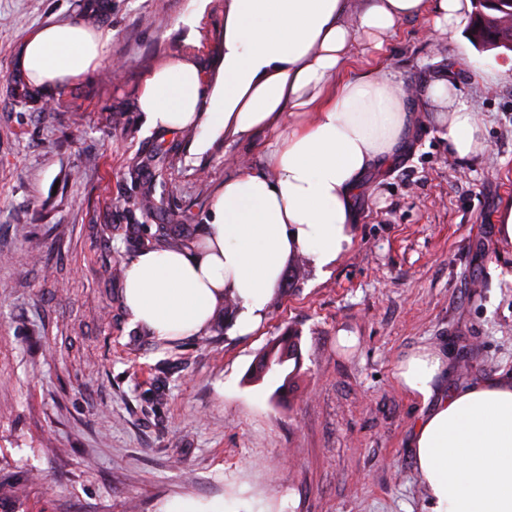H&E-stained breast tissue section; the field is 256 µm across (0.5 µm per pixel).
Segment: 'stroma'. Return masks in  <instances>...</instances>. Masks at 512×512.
Wrapping results in <instances>:
<instances>
[{"label": "stroma", "instance_id": "obj_1", "mask_svg": "<svg viewBox=\"0 0 512 512\" xmlns=\"http://www.w3.org/2000/svg\"><path fill=\"white\" fill-rule=\"evenodd\" d=\"M65 19L111 30L104 58L26 98L18 53ZM180 57L221 78L224 0H0V470L39 477L30 512H164L184 496L234 512H427L408 448L424 407L400 388V361L448 353L452 389L512 375V247L496 233L512 202V56L421 21L383 50L355 48L347 78L381 66L419 95L453 77L484 151L458 158L421 124L366 175L329 274L292 258L257 332L233 335L224 310L205 335L162 344L121 303L140 250L128 225L201 235L225 178L264 168L277 137L199 152L197 131L145 132L141 86ZM147 193L163 218L141 209ZM288 333L301 359L283 406L277 380L248 373Z\"/></svg>", "mask_w": 512, "mask_h": 512}]
</instances>
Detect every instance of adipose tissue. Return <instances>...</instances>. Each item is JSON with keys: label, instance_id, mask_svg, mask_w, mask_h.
Masks as SVG:
<instances>
[{"label": "adipose tissue", "instance_id": "ef3b65f1", "mask_svg": "<svg viewBox=\"0 0 512 512\" xmlns=\"http://www.w3.org/2000/svg\"><path fill=\"white\" fill-rule=\"evenodd\" d=\"M470 0H227L224 77L208 86L196 64L155 69L139 96L146 129L197 128L198 150L218 138L251 137L291 116L272 144L267 171L228 176L201 241L181 250L138 252L126 264L122 305L132 328L158 342L201 336L225 299L234 330L258 329L289 258L326 272L352 243L355 195L371 171L390 164L420 118L404 84L379 68L352 80L340 71L353 47H382L402 23L422 20L455 37ZM107 34L77 22L41 25L19 58L37 86H62L96 66ZM423 96L455 156L484 145L456 82L440 79ZM448 360L421 349L402 361L398 381L427 404L409 442L430 512H512V381L489 379L446 390Z\"/></svg>", "mask_w": 512, "mask_h": 512}]
</instances>
